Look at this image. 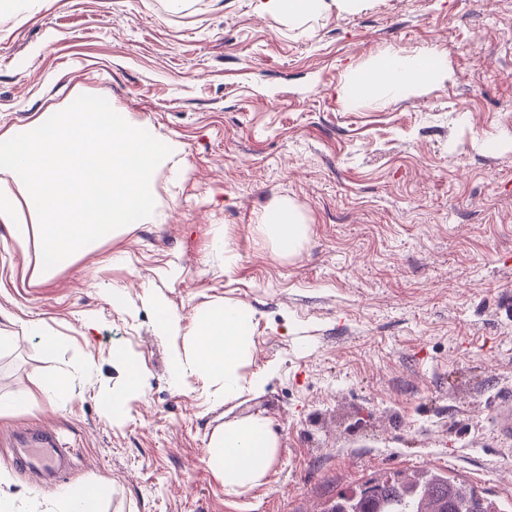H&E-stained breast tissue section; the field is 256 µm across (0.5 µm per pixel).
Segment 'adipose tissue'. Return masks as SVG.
I'll list each match as a JSON object with an SVG mask.
<instances>
[{"instance_id":"adipose-tissue-1","label":"adipose tissue","mask_w":512,"mask_h":512,"mask_svg":"<svg viewBox=\"0 0 512 512\" xmlns=\"http://www.w3.org/2000/svg\"><path fill=\"white\" fill-rule=\"evenodd\" d=\"M447 77L437 55L389 52L374 67L354 72L350 87L362 99L382 92L400 96ZM29 128L25 135L0 128V139L21 160L20 166L0 167V227L19 249L33 251L30 281L37 284L79 249L114 236L125 217L152 221L148 184L164 160L134 124L115 123L109 113L84 102L52 123L35 115ZM259 222L279 252L296 253L305 226L291 205H278ZM246 316L244 307L224 304L200 321L191 339L194 371L220 380L226 402L242 391L239 370L251 348ZM275 448L269 422L256 417L225 425L211 439L209 460L222 474L226 492L237 495L260 483Z\"/></svg>"}]
</instances>
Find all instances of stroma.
I'll return each mask as SVG.
<instances>
[{"label": "stroma", "instance_id": "35a3bbf8", "mask_svg": "<svg viewBox=\"0 0 512 512\" xmlns=\"http://www.w3.org/2000/svg\"><path fill=\"white\" fill-rule=\"evenodd\" d=\"M258 2L0 0V126L87 99L166 159L153 221L41 284H23L27 261L0 228L13 338L0 397L44 375L71 385L0 417L7 512L52 507L15 457L36 429L67 451L61 487L104 484L100 512H320L421 466L512 508V438L493 415L512 394V0H359L296 18ZM387 52L437 54L448 79L354 97L351 74ZM284 201L307 226L292 255L258 224ZM227 302L252 314L240 374L264 384L223 403L189 372L175 390V356ZM166 310L178 337L161 330ZM131 368L146 394L115 422ZM252 417L269 420L275 456L229 495L210 441Z\"/></svg>", "mask_w": 512, "mask_h": 512}]
</instances>
